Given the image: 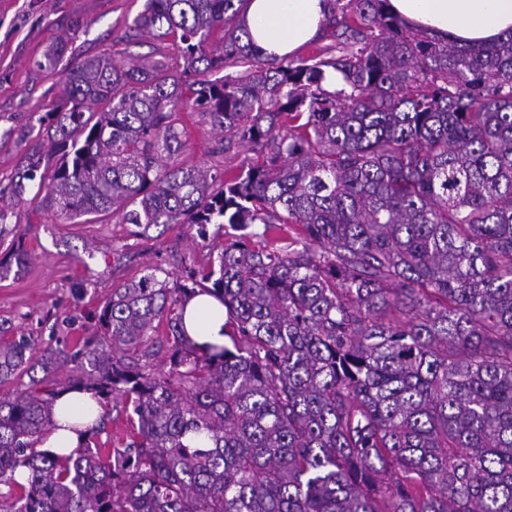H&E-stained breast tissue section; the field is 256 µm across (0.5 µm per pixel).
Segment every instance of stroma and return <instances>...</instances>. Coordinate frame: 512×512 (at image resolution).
<instances>
[{"instance_id": "35a3bbf8", "label": "stroma", "mask_w": 512, "mask_h": 512, "mask_svg": "<svg viewBox=\"0 0 512 512\" xmlns=\"http://www.w3.org/2000/svg\"><path fill=\"white\" fill-rule=\"evenodd\" d=\"M145 0H0V187L15 179L26 151L39 140V117L52 111L65 86L66 70L84 58L144 59L165 67L180 59L172 41L135 33L133 19ZM64 45L61 58L52 48ZM185 167L237 169L255 161L252 148L221 149L198 113H182ZM29 184L13 203L8 224L25 229L26 273L0 280V322L30 334L39 345L61 339L77 350L97 324L90 313L114 288L159 266L179 278L186 268L217 255L223 238L201 240L194 228L175 224L137 237L133 227L110 215L62 220L47 212ZM87 291L76 299L72 290Z\"/></svg>"}]
</instances>
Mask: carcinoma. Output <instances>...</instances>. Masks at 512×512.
<instances>
[{
  "mask_svg": "<svg viewBox=\"0 0 512 512\" xmlns=\"http://www.w3.org/2000/svg\"><path fill=\"white\" fill-rule=\"evenodd\" d=\"M242 2L145 0L134 27L172 40L193 81L89 57L39 118L13 200L37 180L68 220L241 233L182 281L156 267L114 289L76 352L0 324V386L29 378L0 397V512H512V31L459 46L388 0H327L352 41L277 61ZM187 109L257 160L181 166ZM7 217L0 280L29 261ZM201 293L228 317L203 352L184 327ZM77 388L103 407L89 438L38 448ZM117 400L129 442L104 452Z\"/></svg>",
  "mask_w": 512,
  "mask_h": 512,
  "instance_id": "carcinoma-1",
  "label": "carcinoma"
}]
</instances>
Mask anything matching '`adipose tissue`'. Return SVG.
Masks as SVG:
<instances>
[{"label": "adipose tissue", "mask_w": 512, "mask_h": 512, "mask_svg": "<svg viewBox=\"0 0 512 512\" xmlns=\"http://www.w3.org/2000/svg\"><path fill=\"white\" fill-rule=\"evenodd\" d=\"M388 8L409 25L460 45H484L512 30V0H388ZM326 10V0H248L245 22L254 44L287 59L316 36ZM225 320L223 304L207 294L185 307L186 332L201 348L223 344ZM94 403L87 391L62 393L42 448L66 455L81 446L93 423L85 410Z\"/></svg>", "instance_id": "ef3b65f1"}]
</instances>
